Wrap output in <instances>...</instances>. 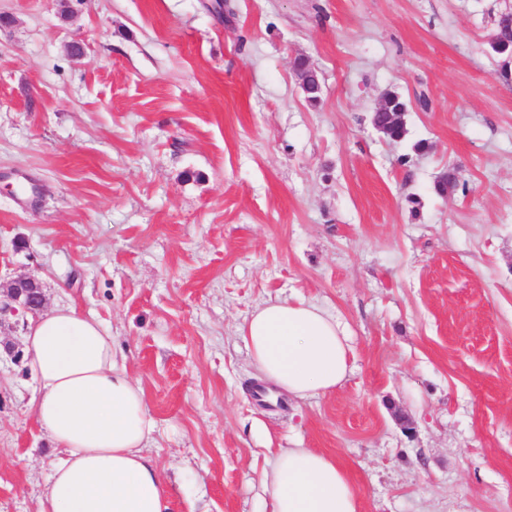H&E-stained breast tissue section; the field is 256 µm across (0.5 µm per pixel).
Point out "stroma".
Instances as JSON below:
<instances>
[{"instance_id": "35a3bbf8", "label": "stroma", "mask_w": 512, "mask_h": 512, "mask_svg": "<svg viewBox=\"0 0 512 512\" xmlns=\"http://www.w3.org/2000/svg\"><path fill=\"white\" fill-rule=\"evenodd\" d=\"M507 7L0 0V283L35 277L110 333L171 512H266L283 448L335 455L360 512H512ZM389 92L398 143L371 124ZM452 165L467 188L439 195ZM270 299L346 323L336 391L256 379L238 328ZM38 397L0 360V512H37L60 455Z\"/></svg>"}]
</instances>
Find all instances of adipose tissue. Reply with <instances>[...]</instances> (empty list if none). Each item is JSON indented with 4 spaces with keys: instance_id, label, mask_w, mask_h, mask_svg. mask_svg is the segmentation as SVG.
Returning a JSON list of instances; mask_svg holds the SVG:
<instances>
[{
    "instance_id": "obj_1",
    "label": "adipose tissue",
    "mask_w": 512,
    "mask_h": 512,
    "mask_svg": "<svg viewBox=\"0 0 512 512\" xmlns=\"http://www.w3.org/2000/svg\"><path fill=\"white\" fill-rule=\"evenodd\" d=\"M239 332L259 380L299 399L328 394L351 373L339 318L303 301L256 306ZM25 361L40 396L33 411L61 452L38 512H169L171 490L145 448L156 421L101 324L57 306L31 321ZM270 512H360L336 458L285 448L262 479Z\"/></svg>"
}]
</instances>
